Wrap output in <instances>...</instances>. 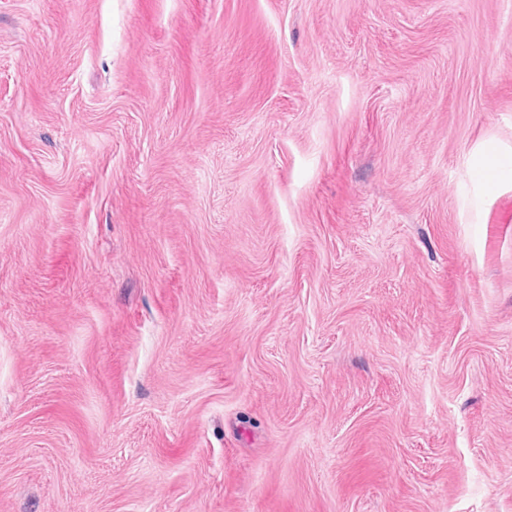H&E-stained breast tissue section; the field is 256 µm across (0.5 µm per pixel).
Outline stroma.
Instances as JSON below:
<instances>
[{
    "mask_svg": "<svg viewBox=\"0 0 512 512\" xmlns=\"http://www.w3.org/2000/svg\"><path fill=\"white\" fill-rule=\"evenodd\" d=\"M0 512H512L503 0H0Z\"/></svg>",
    "mask_w": 512,
    "mask_h": 512,
    "instance_id": "stroma-1",
    "label": "stroma"
}]
</instances>
